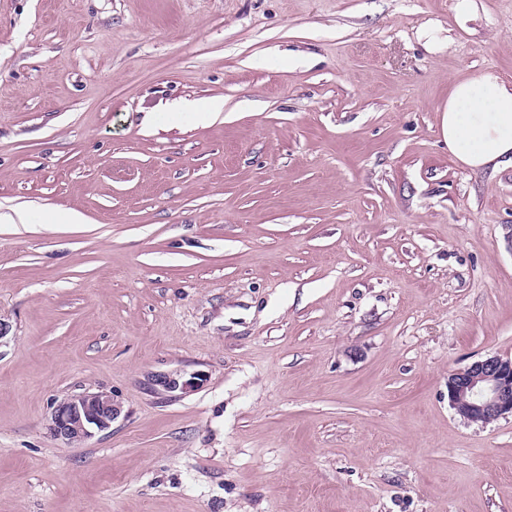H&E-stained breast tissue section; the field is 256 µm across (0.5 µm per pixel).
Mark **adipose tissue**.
Wrapping results in <instances>:
<instances>
[{"mask_svg":"<svg viewBox=\"0 0 512 512\" xmlns=\"http://www.w3.org/2000/svg\"><path fill=\"white\" fill-rule=\"evenodd\" d=\"M440 130L456 163L473 172L512 164V81L485 69L455 80Z\"/></svg>","mask_w":512,"mask_h":512,"instance_id":"adipose-tissue-1","label":"adipose tissue"}]
</instances>
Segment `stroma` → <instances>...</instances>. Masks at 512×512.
Wrapping results in <instances>:
<instances>
[{
  "mask_svg": "<svg viewBox=\"0 0 512 512\" xmlns=\"http://www.w3.org/2000/svg\"><path fill=\"white\" fill-rule=\"evenodd\" d=\"M456 2L0 0V512H512V416L448 401L512 358V166L437 112L512 0ZM122 412L121 402L112 393L82 392L54 406L49 430L63 444L81 446L110 429Z\"/></svg>",
  "mask_w": 512,
  "mask_h": 512,
  "instance_id": "1",
  "label": "stroma"
}]
</instances>
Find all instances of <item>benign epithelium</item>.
Masks as SVG:
<instances>
[{"label": "benign epithelium", "mask_w": 512, "mask_h": 512, "mask_svg": "<svg viewBox=\"0 0 512 512\" xmlns=\"http://www.w3.org/2000/svg\"><path fill=\"white\" fill-rule=\"evenodd\" d=\"M153 383L167 392L195 386L191 379L182 381L169 374L157 376ZM448 401L470 422L486 424L512 415V358L488 356L449 374ZM122 412L121 402L112 393L82 392L54 406L49 430L63 444L81 446L110 429Z\"/></svg>", "instance_id": "obj_1"}]
</instances>
